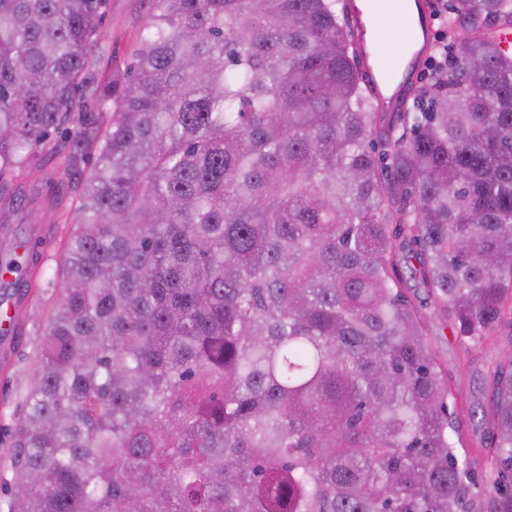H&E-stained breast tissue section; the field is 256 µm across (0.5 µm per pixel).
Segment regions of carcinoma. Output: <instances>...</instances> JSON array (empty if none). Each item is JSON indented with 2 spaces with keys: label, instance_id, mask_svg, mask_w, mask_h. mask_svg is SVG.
Instances as JSON below:
<instances>
[{
  "label": "carcinoma",
  "instance_id": "cac0c4a2",
  "mask_svg": "<svg viewBox=\"0 0 512 512\" xmlns=\"http://www.w3.org/2000/svg\"><path fill=\"white\" fill-rule=\"evenodd\" d=\"M144 2L131 72L109 0H0V224L50 149L73 225L8 512H512V360L485 504L398 275L464 342L512 326V0H452L392 115L347 0Z\"/></svg>",
  "mask_w": 512,
  "mask_h": 512
}]
</instances>
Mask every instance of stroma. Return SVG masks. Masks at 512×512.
I'll return each instance as SVG.
<instances>
[{
    "label": "stroma",
    "instance_id": "35a3bbf8",
    "mask_svg": "<svg viewBox=\"0 0 512 512\" xmlns=\"http://www.w3.org/2000/svg\"><path fill=\"white\" fill-rule=\"evenodd\" d=\"M144 22L141 0H110V11L103 32L114 54L132 61L136 29ZM13 235L25 240L21 257L24 268L35 267L42 273L44 286L23 302L10 305L22 332L11 349L8 366L0 365V455L11 443V434L21 410V402L33 376L34 349L40 339L48 303L59 297L60 283L55 276L58 246L70 231L69 225L50 223L46 214L29 212L25 221L12 225ZM406 293L417 305L426 324L433 352L448 373L453 393L450 409L461 425V440L467 454L476 461L475 476L480 489L491 490L495 470L483 445L489 442L491 429L481 421V410L490 396L491 375L498 365L512 361V329L501 326L480 342L464 345L453 335L452 316L436 307L415 280H408ZM469 360V371L460 363Z\"/></svg>",
    "mask_w": 512,
    "mask_h": 512
}]
</instances>
